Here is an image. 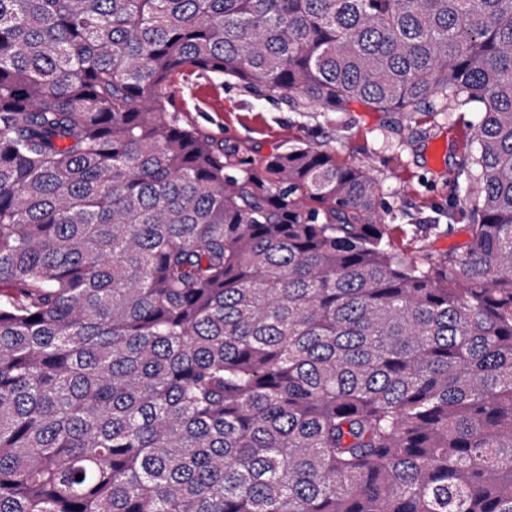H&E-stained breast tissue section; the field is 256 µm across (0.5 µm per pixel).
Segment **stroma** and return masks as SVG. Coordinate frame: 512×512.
<instances>
[{
	"mask_svg": "<svg viewBox=\"0 0 512 512\" xmlns=\"http://www.w3.org/2000/svg\"><path fill=\"white\" fill-rule=\"evenodd\" d=\"M169 112L183 125L229 143L254 161L301 142L333 150L338 161L366 170L384 203L383 218L398 251L441 257L470 242L468 201L477 189L466 164L477 144L475 110L436 116L375 112L354 103L325 112L285 96L265 97L224 76L176 77Z\"/></svg>",
	"mask_w": 512,
	"mask_h": 512,
	"instance_id": "stroma-1",
	"label": "stroma"
}]
</instances>
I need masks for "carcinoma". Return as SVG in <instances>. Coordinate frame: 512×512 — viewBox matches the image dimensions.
Returning <instances> with one entry per match:
<instances>
[{"instance_id":"cac0c4a2","label":"carcinoma","mask_w":512,"mask_h":512,"mask_svg":"<svg viewBox=\"0 0 512 512\" xmlns=\"http://www.w3.org/2000/svg\"><path fill=\"white\" fill-rule=\"evenodd\" d=\"M193 69L480 103L469 246L181 126ZM0 512H512V0H0Z\"/></svg>"}]
</instances>
